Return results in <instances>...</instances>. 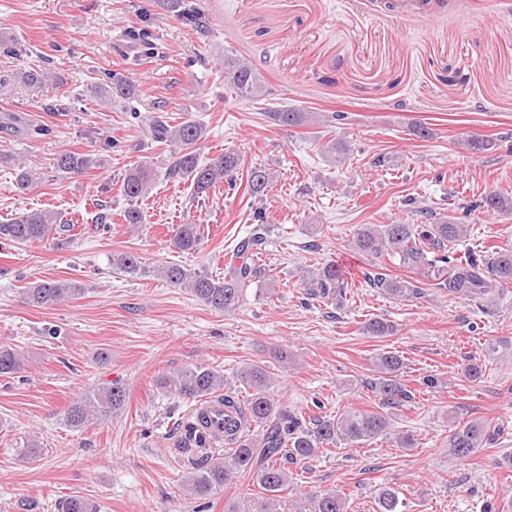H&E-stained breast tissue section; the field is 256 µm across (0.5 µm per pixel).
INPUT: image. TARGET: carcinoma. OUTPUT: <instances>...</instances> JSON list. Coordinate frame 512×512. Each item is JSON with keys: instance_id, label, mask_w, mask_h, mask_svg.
I'll list each match as a JSON object with an SVG mask.
<instances>
[{"instance_id": "obj_1", "label": "carcinoma", "mask_w": 512, "mask_h": 512, "mask_svg": "<svg viewBox=\"0 0 512 512\" xmlns=\"http://www.w3.org/2000/svg\"><path fill=\"white\" fill-rule=\"evenodd\" d=\"M175 16L205 29L209 18L203 7L194 0H162ZM224 87L240 97L253 99L268 94L265 82L252 66L231 52L224 53ZM106 90L102 98L136 112L130 106L136 93L133 78L122 72L105 74ZM278 126L303 127L314 123L311 112L279 109L268 113ZM147 144L173 147L171 162L166 169L169 179L190 184L194 199H206L212 188L225 183L230 189L237 186L236 174L241 168L240 154L227 150L204 163L198 144L205 136L203 125L188 118L170 125L163 116H153L142 124ZM102 164V159L90 154L63 150L55 158V168L66 177L81 175ZM155 172L148 161L136 164L125 174L121 191L128 200L123 211L126 224L143 223V213L135 205L154 181ZM38 180L37 173L21 167L16 176V189L28 191ZM272 182L268 168L259 165L247 170L245 189L252 208V226L239 240L233 254L224 265V276H214L204 270L170 263L155 270L169 283L190 289L191 293L210 308L234 312L246 303V288L254 280L265 279V269L256 264L257 255L268 241L274 226L268 223L265 211L256 206L263 201ZM478 207L486 211L512 210V199L493 191L483 197ZM70 223L61 221L60 213L44 210L19 212L0 224V241L25 245L49 239L53 230L64 232ZM200 226L181 224L172 239L176 249L193 252L197 249ZM468 225L440 217L429 224H361L355 230L351 248L364 259L385 256L398 265L421 271L426 269L436 286L455 295L484 298L508 283H512V248H504L486 260L473 252L456 254L455 245L466 238ZM112 267L135 277L146 272L142 262L131 253L112 255ZM365 278L373 288L394 298H408L421 293L417 282L390 273L382 264H371ZM306 295L322 301L340 300L346 295L349 279L346 271L334 262H327L303 272ZM84 292L74 282L41 280L23 290L27 304L52 308ZM366 334L383 338L395 331L394 324L384 318H373L363 326ZM405 363L395 351L384 350L373 361L374 378L371 388L384 406H400L411 399V391L402 379ZM24 369L22 354L12 347H0V375L8 376ZM240 382L249 389L248 396L224 383V373L205 364L193 365L163 377L160 386L182 398L202 400L224 393V442L232 452L215 459L206 457L205 464L194 467L187 479L188 490L197 496L214 494L233 479L249 475L265 492L257 512L276 508L281 492L288 488L291 476L288 465L305 463L327 446L363 444L391 434L392 419L381 411L348 410L340 415L308 418L300 412L280 408L274 398L273 379L260 365L244 367ZM127 401V389L111 382L84 391L63 412L67 425L81 428L92 421H104L121 411ZM493 441L491 425L475 418L455 428L448 436V449L457 459L471 457L479 448ZM398 491L391 487L377 494L378 512H402ZM57 512H98L95 503L74 495L56 504ZM310 512H347L346 498L333 491L321 494L312 502Z\"/></svg>"}]
</instances>
